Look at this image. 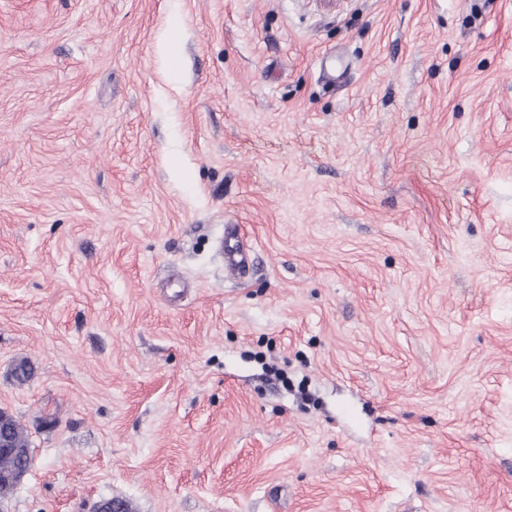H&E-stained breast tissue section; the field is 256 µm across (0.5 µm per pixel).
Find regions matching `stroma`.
I'll return each instance as SVG.
<instances>
[{"label": "stroma", "mask_w": 512, "mask_h": 512, "mask_svg": "<svg viewBox=\"0 0 512 512\" xmlns=\"http://www.w3.org/2000/svg\"><path fill=\"white\" fill-rule=\"evenodd\" d=\"M0 409V512H512V0H0ZM224 272L227 276L242 280L249 273L250 250L239 240L237 224L226 225L224 229ZM5 413L6 415V433L10 441L11 448H30V440L26 428L12 414L0 410V414Z\"/></svg>", "instance_id": "1"}]
</instances>
